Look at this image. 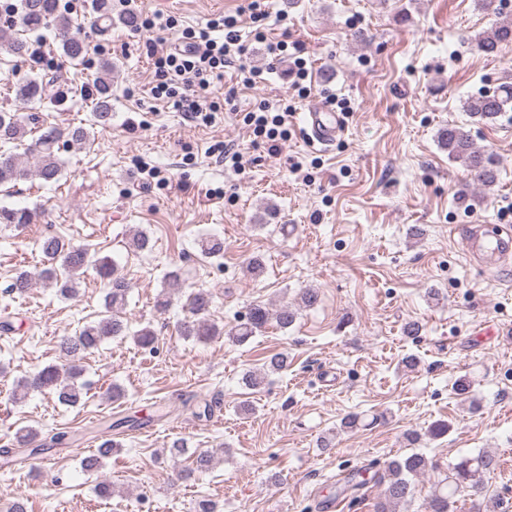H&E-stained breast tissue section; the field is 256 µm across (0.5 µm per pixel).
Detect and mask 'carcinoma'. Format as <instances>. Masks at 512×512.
Listing matches in <instances>:
<instances>
[{
	"mask_svg": "<svg viewBox=\"0 0 512 512\" xmlns=\"http://www.w3.org/2000/svg\"><path fill=\"white\" fill-rule=\"evenodd\" d=\"M57 0H18V5L5 26L0 29V49L4 48L14 54L25 52L26 41L18 34L36 32L50 23H55L64 34L63 52L70 58L82 56L86 50L84 41L70 35L71 19L57 13ZM512 43V21L506 20L495 24L478 37V47L485 54L492 56L502 46ZM42 86L37 80H30L17 87V98L28 102L40 97ZM111 89L104 85L100 90V102L93 112L92 125L103 124L108 120L110 110ZM463 111L483 121H493L502 112L512 108V85H504L493 91L486 90L466 99ZM25 128L14 113H0V148L21 139ZM62 132L52 127L45 131L39 139L38 149L30 153V161L22 163L12 154L0 153V184L16 182L30 176L51 183L58 180L61 164L53 151V145L59 140ZM442 147L448 150V157L459 161L476 183L490 188L498 176L497 163L490 153L474 147L470 134L460 126H448L439 132ZM36 212L27 208H11L0 206V224L22 226L31 224ZM43 255V268L40 278L55 285L63 297H72L78 293L77 285L89 271L108 279L109 292L105 296L107 314L99 320L85 325L78 334L68 336L59 343V352L64 358H76L98 348L105 340L126 335L127 326L120 319L118 310L127 302L129 292L126 282L115 275L116 266L109 257H97L90 254L84 247L73 246L62 238L51 236L44 238L40 245ZM35 276L23 270L13 277L8 291L24 294L33 286ZM209 297L203 292H196L189 297L191 316L181 327V334L199 341H207L220 335L217 326L208 318ZM297 309L282 305L276 312H270L262 303L250 306L246 320L229 333L232 341L242 343L258 333L263 332L270 321L285 329L296 319ZM81 371L70 367L62 371L56 364L46 365L34 373L17 381L13 398L20 402L32 392L48 393L66 406H76L83 398V385L77 383ZM122 447V443L114 437H105L96 452L85 457L82 468L87 472H95L103 464V460ZM499 460L496 455L482 451L475 456L461 459L454 467V473L445 485L435 490L428 502V512H449L451 499L464 485L479 490L483 478L496 470ZM429 467L428 459L421 453L413 452L404 457L390 461L384 469L380 481L384 482L383 498L377 504V512H399V508L411 502L414 496L415 480L422 476Z\"/></svg>",
	"mask_w": 512,
	"mask_h": 512,
	"instance_id": "carcinoma-1",
	"label": "carcinoma"
}]
</instances>
